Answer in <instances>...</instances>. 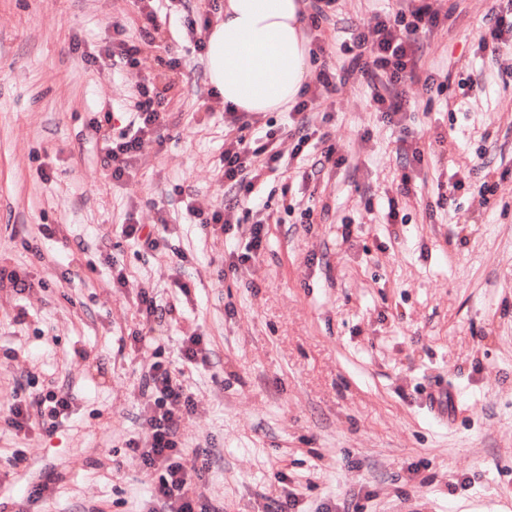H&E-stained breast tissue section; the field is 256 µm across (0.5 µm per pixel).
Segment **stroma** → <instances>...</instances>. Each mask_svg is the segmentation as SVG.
<instances>
[{"label": "stroma", "mask_w": 512, "mask_h": 512, "mask_svg": "<svg viewBox=\"0 0 512 512\" xmlns=\"http://www.w3.org/2000/svg\"><path fill=\"white\" fill-rule=\"evenodd\" d=\"M421 3L440 22L399 122L373 111L356 74L316 101L312 122L342 165L302 182L287 113H242L246 138L273 133L287 168L261 171L268 208L238 209L226 233L197 220L224 207L219 157L230 119L197 49L223 10L158 0L157 47L104 68L90 53L109 45L117 24L138 39L142 0H0V268L46 283L21 294L0 286V407L26 374L73 397L54 434L0 423L10 512L47 472L57 482L25 512H109L117 490L129 512H142L155 473L122 451L130 435L149 442L141 375L190 336L202 337L211 364L184 376L195 411L183 439L209 450L216 467L202 492L224 512H262L285 487L305 512H337L346 498L358 512H512V33L491 56L479 36L494 0H399ZM384 7L337 0L333 21L305 26L309 48L342 64L348 28H374ZM171 55L195 70L192 82L169 69ZM430 74L450 79L449 89L429 90ZM462 79L473 92L461 93ZM150 81L165 98L163 136L143 138L133 180L113 185L87 122L107 109L122 128ZM407 141L424 160L405 194L398 152ZM42 164L51 181L38 176ZM485 181L493 194L480 192ZM392 198L405 223H387ZM259 221L263 253L225 274L226 245L246 242ZM128 222L167 225L184 261L121 242ZM79 241L87 253L75 251ZM105 241L125 287L98 261ZM145 292L175 305L174 320L146 324ZM441 386L454 394L445 418L427 400ZM17 448L28 467L11 475Z\"/></svg>", "instance_id": "1"}]
</instances>
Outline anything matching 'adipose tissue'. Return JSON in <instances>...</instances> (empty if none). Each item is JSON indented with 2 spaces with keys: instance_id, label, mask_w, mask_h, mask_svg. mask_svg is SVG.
Listing matches in <instances>:
<instances>
[{
  "instance_id": "obj_1",
  "label": "adipose tissue",
  "mask_w": 512,
  "mask_h": 512,
  "mask_svg": "<svg viewBox=\"0 0 512 512\" xmlns=\"http://www.w3.org/2000/svg\"><path fill=\"white\" fill-rule=\"evenodd\" d=\"M308 48L297 0H224L209 41L212 78L237 112H280L306 78Z\"/></svg>"
}]
</instances>
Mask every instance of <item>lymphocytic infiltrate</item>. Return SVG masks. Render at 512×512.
I'll return each instance as SVG.
<instances>
[{
    "label": "lymphocytic infiltrate",
    "mask_w": 512,
    "mask_h": 512,
    "mask_svg": "<svg viewBox=\"0 0 512 512\" xmlns=\"http://www.w3.org/2000/svg\"><path fill=\"white\" fill-rule=\"evenodd\" d=\"M160 23L156 10L143 11L139 41L113 39L111 46L97 55V63L108 65L116 58L126 64L135 63L143 46L154 44ZM436 23V17L426 6L409 11L400 9L388 13L373 30H352L349 42L344 43L348 60L341 73L347 76L357 73L367 80L371 102L387 120H394L402 112L403 99L387 95L386 87L414 80L420 37ZM111 122V112L101 111L91 118L89 127L101 135L103 166L111 180L119 183L130 174L129 161L137 152L141 138L159 134L164 125L163 99L155 85L148 83L140 88L135 108L118 135L108 133ZM260 155L265 156L270 171L279 170L281 160L270 153L268 143L242 135L225 142L220 159L224 209L201 219L202 227L217 224L222 230H229V213L244 202L255 200V185L247 181L245 171L252 159ZM208 363L202 337L191 336L184 339L177 359L155 362L142 378L143 389L153 399L148 419L151 440L144 448L137 439H128L125 449L138 454L147 468L158 473L151 493V512H224L223 503L203 498L199 492L212 467L206 449L190 450L183 442V428L194 410V400L179 373ZM71 408L72 398L64 388L52 386L39 390L32 379L25 378L19 382L13 402L0 410V422L18 433L37 430L50 434L69 419Z\"/></svg>",
    "instance_id": "lymphocytic-infiltrate-1"
}]
</instances>
